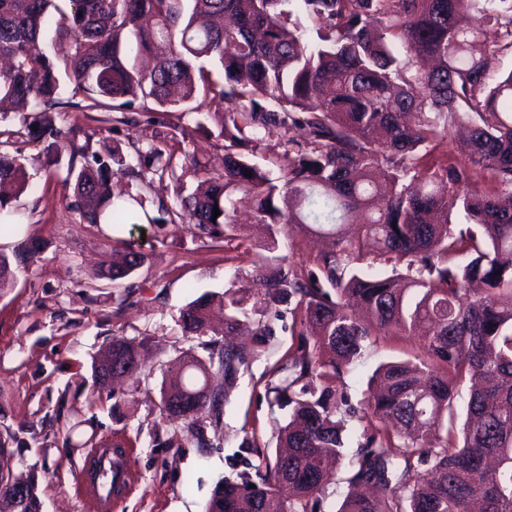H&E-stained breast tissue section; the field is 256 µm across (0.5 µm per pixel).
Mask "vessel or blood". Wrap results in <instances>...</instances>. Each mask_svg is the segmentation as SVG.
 <instances>
[{
	"instance_id": "obj_1",
	"label": "vessel or blood",
	"mask_w": 512,
	"mask_h": 512,
	"mask_svg": "<svg viewBox=\"0 0 512 512\" xmlns=\"http://www.w3.org/2000/svg\"><path fill=\"white\" fill-rule=\"evenodd\" d=\"M124 449L94 448L87 455L82 493L89 512H110L113 503L131 492L136 477L122 463Z\"/></svg>"
}]
</instances>
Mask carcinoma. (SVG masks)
I'll use <instances>...</instances> for the list:
<instances>
[{"instance_id":"carcinoma-1","label":"carcinoma","mask_w":512,"mask_h":512,"mask_svg":"<svg viewBox=\"0 0 512 512\" xmlns=\"http://www.w3.org/2000/svg\"><path fill=\"white\" fill-rule=\"evenodd\" d=\"M317 22L306 38L301 19ZM499 41H483V27ZM54 26V53L44 32ZM512 0H0V103L25 112L27 136L45 163L66 167L83 221L121 226L146 210L142 192L112 193V178L174 184L178 208L151 224H193L211 235L234 227V198L254 201L255 223L275 241L294 224L326 239L318 269L252 262L264 292L224 291V325L202 296L181 311L188 336L229 335L261 308L286 304L298 328L288 378L271 405L290 407L273 461L219 483L206 512H321L327 464L348 467L338 512H512ZM217 66L222 82L206 65ZM67 101H62L64 81ZM167 112L224 117V166L203 170L192 192L185 167L157 147L125 161L120 146L92 150L96 130L55 124L65 104L119 112L138 124L146 103ZM414 112L418 124L403 116ZM467 138L436 154L449 129ZM302 131L280 183L252 161L257 132ZM18 153L0 150V212L29 187ZM220 215L213 217L214 208ZM26 241L0 253V289L41 253ZM406 262L404 277L357 272L369 252ZM417 336L423 357L380 364L365 397L376 423L349 450L337 414L355 407L330 383L374 336ZM112 364L140 375L136 349L112 338ZM250 354L220 347L217 363L190 355L168 370L161 411L194 424L187 405L206 390L210 367L234 385ZM468 386L462 427L457 396ZM16 512H42L34 473Z\"/></svg>"}]
</instances>
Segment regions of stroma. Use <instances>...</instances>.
Returning <instances> with one entry per match:
<instances>
[{"label": "stroma", "mask_w": 512, "mask_h": 512, "mask_svg": "<svg viewBox=\"0 0 512 512\" xmlns=\"http://www.w3.org/2000/svg\"><path fill=\"white\" fill-rule=\"evenodd\" d=\"M176 113H146L140 124H103L93 150L119 144L128 161L136 148L151 145L194 156L220 168L224 151L220 124L180 142ZM0 142L19 152L30 187L13 204L21 239L40 240L45 249L17 270L13 287L0 291V438L9 442L12 463L38 477L43 512H84L82 461L90 448L119 443L135 490L113 512H205L216 484L252 470L273 455L287 410L270 407L269 391L283 377L295 353L291 314L268 317L271 335L250 320L235 346L252 353L241 368L222 414L199 413L200 434L171 424L161 413L165 372L186 355L208 360L213 335L188 336L180 312L201 295L220 298L235 279L259 292L250 280L251 262L262 256L274 265L313 267L324 239L313 231L284 228L275 247L251 220L253 203H237L232 230L213 237L190 224L147 220L107 233L84 223L72 206L64 171H48L38 146L29 142L20 113L0 121ZM135 250L143 265L126 281L98 278L100 262L113 251ZM139 347L146 372L112 390L99 389L94 367L112 338ZM413 336H378L335 382L360 402L383 361L420 353Z\"/></svg>", "instance_id": "stroma-1"}]
</instances>
